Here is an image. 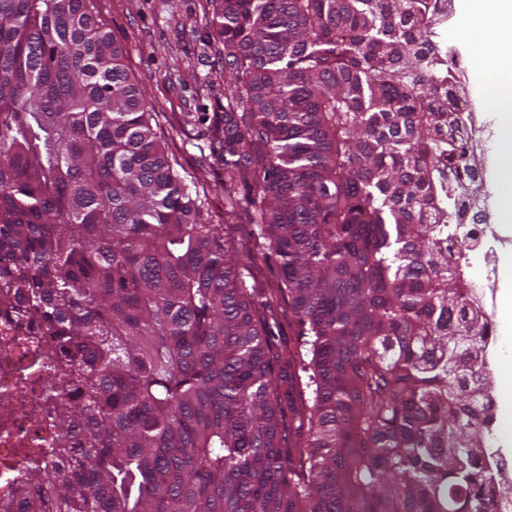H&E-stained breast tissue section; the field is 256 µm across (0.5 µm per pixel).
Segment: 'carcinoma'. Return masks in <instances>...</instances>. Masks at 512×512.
Masks as SVG:
<instances>
[{"instance_id": "1", "label": "carcinoma", "mask_w": 512, "mask_h": 512, "mask_svg": "<svg viewBox=\"0 0 512 512\" xmlns=\"http://www.w3.org/2000/svg\"><path fill=\"white\" fill-rule=\"evenodd\" d=\"M89 2L0 0V321L56 365L4 510L497 512L447 0H205L207 190Z\"/></svg>"}]
</instances>
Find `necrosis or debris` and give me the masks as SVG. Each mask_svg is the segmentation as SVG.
<instances>
[{"mask_svg":"<svg viewBox=\"0 0 512 512\" xmlns=\"http://www.w3.org/2000/svg\"><path fill=\"white\" fill-rule=\"evenodd\" d=\"M488 239L483 224L465 225L457 238L460 253L481 265V275L469 280L481 295L494 271ZM43 345L0 323V501L11 497L22 468L52 445L54 415L46 407L52 364Z\"/></svg>","mask_w":512,"mask_h":512,"instance_id":"1","label":"necrosis or debris"}]
</instances>
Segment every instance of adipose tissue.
<instances>
[{"label":"adipose tissue","mask_w":512,"mask_h":512,"mask_svg":"<svg viewBox=\"0 0 512 512\" xmlns=\"http://www.w3.org/2000/svg\"><path fill=\"white\" fill-rule=\"evenodd\" d=\"M455 38L473 46L470 71L477 87L497 80L502 99L493 129L511 157L493 171L499 222L512 234V0H457Z\"/></svg>","instance_id":"obj_1"}]
</instances>
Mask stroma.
I'll return each instance as SVG.
<instances>
[{
  "label": "stroma",
  "mask_w": 512,
  "mask_h": 512,
  "mask_svg": "<svg viewBox=\"0 0 512 512\" xmlns=\"http://www.w3.org/2000/svg\"><path fill=\"white\" fill-rule=\"evenodd\" d=\"M204 5L205 0H93L97 18L126 48L132 78L156 105L178 171L214 183L223 179L224 172L219 164L207 166L203 160L210 118L224 108V79L208 44ZM462 84L484 175L479 205L499 257L512 251V235L500 232L490 177L501 160L490 120L500 98L491 88L478 92L470 75H463Z\"/></svg>",
  "instance_id": "35a3bbf8"
}]
</instances>
